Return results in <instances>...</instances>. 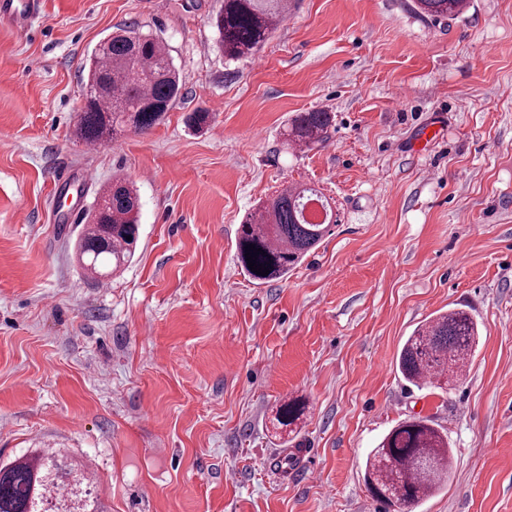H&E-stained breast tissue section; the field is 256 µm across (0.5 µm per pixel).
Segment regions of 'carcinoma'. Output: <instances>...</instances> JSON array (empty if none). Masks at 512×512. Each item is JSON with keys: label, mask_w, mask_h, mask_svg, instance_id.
Listing matches in <instances>:
<instances>
[{"label": "carcinoma", "mask_w": 512, "mask_h": 512, "mask_svg": "<svg viewBox=\"0 0 512 512\" xmlns=\"http://www.w3.org/2000/svg\"><path fill=\"white\" fill-rule=\"evenodd\" d=\"M467 0H412L411 10L433 23L458 18ZM288 11V0H222L210 25L229 60L254 55ZM86 103L76 136L86 143L114 139L157 124L180 96L181 82L165 43L134 29L100 40L88 60ZM331 113L297 112L287 136L298 148L321 142L332 125ZM139 196L134 185L114 177L98 192L90 221L78 243V261L96 279L120 270L139 237ZM336 223L322 194L312 187L287 186L259 206L240 225L236 258L253 281L265 284L288 275ZM262 254L256 264L270 270L255 274L245 246ZM479 338L478 324L464 307L450 308L414 328L398 354V368L411 385L442 387L459 380ZM306 404L283 402L276 421L290 427L302 419ZM453 458L448 434L427 417L399 422L367 456L364 479L370 492L396 512H413L425 497L448 481ZM0 512H102L97 487L85 466L61 451H39L0 464Z\"/></svg>", "instance_id": "cac0c4a2"}]
</instances>
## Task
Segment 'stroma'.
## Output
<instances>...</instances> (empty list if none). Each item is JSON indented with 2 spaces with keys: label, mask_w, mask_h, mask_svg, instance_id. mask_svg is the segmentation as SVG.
Segmentation results:
<instances>
[{
  "label": "stroma",
  "mask_w": 512,
  "mask_h": 512,
  "mask_svg": "<svg viewBox=\"0 0 512 512\" xmlns=\"http://www.w3.org/2000/svg\"><path fill=\"white\" fill-rule=\"evenodd\" d=\"M410 3L289 0L239 61L215 45L217 0H42L29 29L0 25V462L59 449L89 465L104 512H385L366 456L420 415L454 464L414 512H512V0L443 24ZM126 27L165 42L181 96L89 155L86 59ZM201 109L209 127L189 128ZM309 110L333 126L288 146ZM84 167L91 184L54 192ZM116 175L138 189L140 238L100 282L76 244ZM291 184L338 224L286 280L255 284L238 227ZM461 306L480 327L466 371L412 386L405 338ZM292 397L307 412L288 434L275 411ZM332 121L331 112H297L289 119L287 136L295 147L311 148L323 140Z\"/></svg>",
  "instance_id": "35a3bbf8"
}]
</instances>
